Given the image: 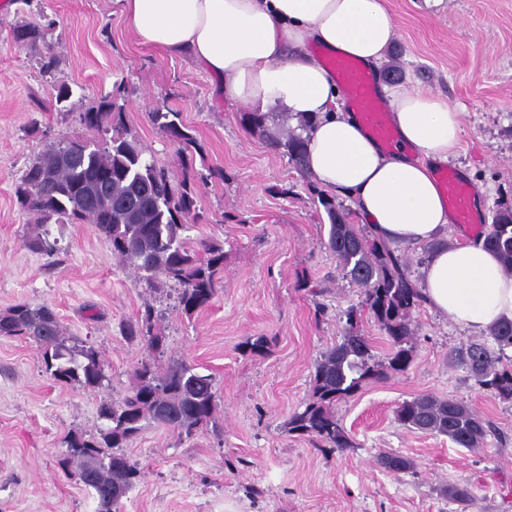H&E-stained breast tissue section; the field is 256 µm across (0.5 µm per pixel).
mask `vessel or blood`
I'll list each match as a JSON object with an SVG mask.
<instances>
[{
  "instance_id": "vessel-or-blood-1",
  "label": "vessel or blood",
  "mask_w": 512,
  "mask_h": 512,
  "mask_svg": "<svg viewBox=\"0 0 512 512\" xmlns=\"http://www.w3.org/2000/svg\"><path fill=\"white\" fill-rule=\"evenodd\" d=\"M329 69L343 87L347 102L366 132L381 145L390 147L396 142V132L389 119L388 108L379 91V79L367 66L341 54L327 55ZM435 176L446 196L455 221L471 232H478L482 219L472 201L471 187L455 168L438 166Z\"/></svg>"
}]
</instances>
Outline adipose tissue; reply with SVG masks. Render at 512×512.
Returning <instances> with one entry per match:
<instances>
[{
  "label": "adipose tissue",
  "mask_w": 512,
  "mask_h": 512,
  "mask_svg": "<svg viewBox=\"0 0 512 512\" xmlns=\"http://www.w3.org/2000/svg\"><path fill=\"white\" fill-rule=\"evenodd\" d=\"M137 40L187 55L224 99L293 116L313 114L307 172L350 199L392 244H432L419 286L426 303L471 333L512 320V275L482 242L448 244L453 217L434 177L460 145L462 114L409 86H383L398 138L389 150L354 113L322 53L379 66L395 35L384 0H123Z\"/></svg>",
  "instance_id": "1"
}]
</instances>
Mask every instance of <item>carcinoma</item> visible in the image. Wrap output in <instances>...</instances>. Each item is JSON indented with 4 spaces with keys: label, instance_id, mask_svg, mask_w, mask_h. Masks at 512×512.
I'll list each match as a JSON object with an SVG mask.
<instances>
[{
    "label": "carcinoma",
    "instance_id": "1",
    "mask_svg": "<svg viewBox=\"0 0 512 512\" xmlns=\"http://www.w3.org/2000/svg\"><path fill=\"white\" fill-rule=\"evenodd\" d=\"M50 31L49 25L22 26L14 30V39L35 44L46 41ZM120 93L117 86L113 94L92 101L79 113L87 130L104 134L102 143L77 137L50 145L26 169L16 189L17 199L40 225L51 220L94 225L120 262L141 273L146 283L163 277L178 285V305L190 316L211 303L224 272L223 245L208 242L198 251L184 236L186 221L200 219L194 184L206 176L187 171L176 181L168 168L145 157V150L123 120ZM269 117L268 112L243 114L249 132L263 136L268 135ZM150 119L179 143L183 155L201 151L179 112L156 108ZM312 125L313 118L302 115L297 127L271 139V145L284 150L301 172L308 146L303 133ZM317 198L329 220V245L344 275L363 288V300L346 312L347 328L341 342L317 361L310 398L302 410L291 415L287 426L289 432L318 447L342 450L349 447V437L336 418V403L388 370L403 372L409 367L413 359L412 315L425 300L398 247L363 232L357 224L343 223V206L336 197L319 190ZM483 244L495 251L505 271L512 273V205H498L492 224L483 232ZM365 314L388 338L390 353L385 361L375 360L371 344L360 333L359 323ZM123 332L152 354L162 347L149 304ZM488 333L494 344L474 340L462 345L452 350L451 362L466 369L481 387L512 400V366L503 364L505 349L512 348V321L497 323ZM0 336L35 343L42 350L47 372L58 382L88 389L102 386L98 351L69 343L56 313L48 306L32 308L18 303L1 310ZM217 409L209 376L185 361L161 365L151 357L135 369L125 396L100 406V417L107 422L101 440L77 434L66 438L67 462L84 477V486L97 500L98 512H123V498L140 471L118 449L145 423L169 428L179 439L190 440L208 427ZM396 417L404 426L446 436L462 448H482L487 438L500 441L504 437L494 423L481 419L467 405L429 394L403 402ZM106 447L114 452H105ZM379 463L396 472L412 468L408 458L394 454L380 456ZM445 494L463 507L472 501L466 486L450 484Z\"/></svg>",
    "mask_w": 512,
    "mask_h": 512
}]
</instances>
